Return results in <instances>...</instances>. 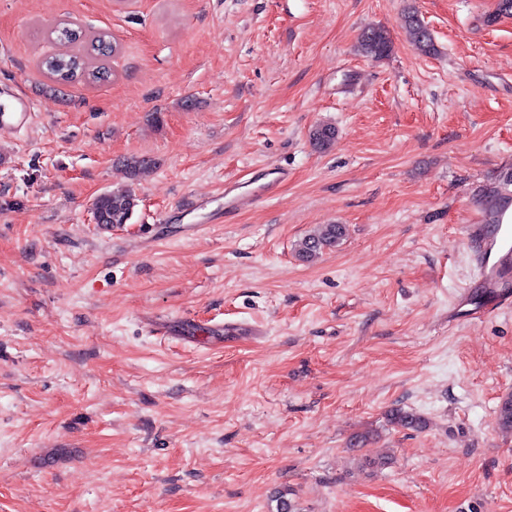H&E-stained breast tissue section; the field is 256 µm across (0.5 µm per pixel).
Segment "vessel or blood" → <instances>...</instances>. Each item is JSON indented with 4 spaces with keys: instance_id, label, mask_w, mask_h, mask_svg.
<instances>
[{
    "instance_id": "b4317fda",
    "label": "vessel or blood",
    "mask_w": 512,
    "mask_h": 512,
    "mask_svg": "<svg viewBox=\"0 0 512 512\" xmlns=\"http://www.w3.org/2000/svg\"><path fill=\"white\" fill-rule=\"evenodd\" d=\"M464 235L469 243L478 270L483 302L469 304L459 299L471 319L494 316L512 307V223L496 220L466 225Z\"/></svg>"
}]
</instances>
